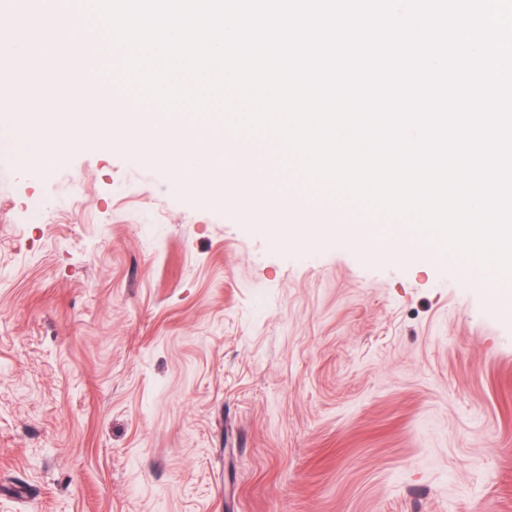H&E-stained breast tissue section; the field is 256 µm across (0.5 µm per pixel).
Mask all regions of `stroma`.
<instances>
[{
    "label": "stroma",
    "mask_w": 512,
    "mask_h": 512,
    "mask_svg": "<svg viewBox=\"0 0 512 512\" xmlns=\"http://www.w3.org/2000/svg\"><path fill=\"white\" fill-rule=\"evenodd\" d=\"M111 144L0 136V512H512V302L443 260L281 246Z\"/></svg>",
    "instance_id": "35a3bbf8"
}]
</instances>
